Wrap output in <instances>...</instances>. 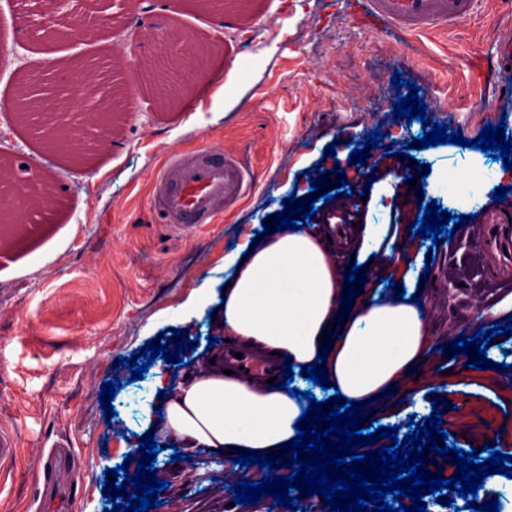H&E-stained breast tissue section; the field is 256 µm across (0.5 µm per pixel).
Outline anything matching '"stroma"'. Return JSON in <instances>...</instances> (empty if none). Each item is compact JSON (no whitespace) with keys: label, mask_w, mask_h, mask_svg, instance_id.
Here are the masks:
<instances>
[{"label":"stroma","mask_w":512,"mask_h":512,"mask_svg":"<svg viewBox=\"0 0 512 512\" xmlns=\"http://www.w3.org/2000/svg\"><path fill=\"white\" fill-rule=\"evenodd\" d=\"M44 13L43 0H0V40L13 49L0 59V100L14 96L23 74L48 53L61 75L95 61L94 87L112 100L110 78L128 85L139 62L169 53L155 38L161 31L180 33L189 49L208 53L209 73L225 75L228 84L215 97L198 77H170L182 93L165 106L157 90L141 86L135 112L112 136L113 148L81 168L46 153L30 129L9 126L0 114V161L31 155L48 168L52 184L66 188L50 228L31 223L15 231L0 258V426L13 431L18 448L13 476L0 486V512H39L35 475L59 444L74 456L65 472L77 485L68 512H111L104 472L136 454L146 415L164 402L152 373L132 380L125 358L187 328L193 346L180 363L155 360L175 387L190 363L207 355L209 338L224 336L212 319L219 303L188 325L180 318L183 304L204 280L223 287L225 255L245 236L273 226L289 196L310 195L311 178L324 172L333 199L315 202L316 224L339 217L357 230L372 224L389 235L391 221L399 223L388 247L400 265L381 264L371 248L357 261L352 250H337V267L365 269L364 287L383 297L411 283L412 298L428 310L430 359L419 379L401 386L406 401L376 403L369 423L386 426L414 411L428 417L432 398L441 397L450 405L442 417L449 436L463 437L469 448L491 445L512 454V381L495 369L512 364V337L488 343L494 366L487 370L459 367L441 351L455 338L512 323V291L483 273L478 244L485 216L512 210V176H500L502 161L469 146L447 143L404 155L422 124L393 132L389 94L394 76L412 81L430 122L475 139L498 119L469 84L473 59L498 42L506 24L481 13L452 34L412 36L368 29L337 0H252L245 13L225 16L198 0H157L156 10L144 15L134 0H73L70 16L57 18V26L109 19L90 41L75 44L35 32L32 22ZM375 132L382 146L370 150L365 165L349 164L352 149ZM330 144L335 153L328 157ZM200 145L237 152L257 187L225 208L222 222L156 223L149 198L157 170L168 153ZM420 162L431 167L422 187ZM475 167L481 184L473 196L442 194L446 177H465ZM344 186L349 194H341ZM500 186L507 194L498 201ZM407 195L437 202L467 222L453 240L432 244L413 226L419 207L400 205ZM114 379L121 386L108 419L100 393ZM154 436L168 487L152 512H287L269 495L252 505L228 504L225 482L252 479L253 467L206 448L192 451L195 465L175 462L173 436L159 430Z\"/></svg>","instance_id":"obj_1"}]
</instances>
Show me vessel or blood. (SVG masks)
<instances>
[{
	"label": "vessel or blood",
	"instance_id": "b4317fda",
	"mask_svg": "<svg viewBox=\"0 0 512 512\" xmlns=\"http://www.w3.org/2000/svg\"><path fill=\"white\" fill-rule=\"evenodd\" d=\"M502 0H362L366 18L410 35L445 33L490 9ZM512 64V36L502 39L493 53L481 57L477 76L486 80L498 68ZM158 190L152 199L165 224H202L224 202L249 193L254 181L235 157L203 146L188 157L169 158L160 168ZM481 247L491 257V277L497 286L512 287V216L493 212L483 224ZM17 456L12 436L0 431V477L10 474Z\"/></svg>",
	"mask_w": 512,
	"mask_h": 512
}]
</instances>
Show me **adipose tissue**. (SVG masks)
Wrapping results in <instances>:
<instances>
[{
    "mask_svg": "<svg viewBox=\"0 0 512 512\" xmlns=\"http://www.w3.org/2000/svg\"><path fill=\"white\" fill-rule=\"evenodd\" d=\"M335 225L271 234L248 253L224 258L230 286L218 324L232 343L294 367L322 363L344 398L364 402L404 383L428 356L418 303L376 296L350 302L332 257ZM290 388L224 372V355L202 362L163 404L161 428L191 448L281 457L308 401Z\"/></svg>",
    "mask_w": 512,
    "mask_h": 512,
    "instance_id": "obj_1",
    "label": "adipose tissue"
}]
</instances>
